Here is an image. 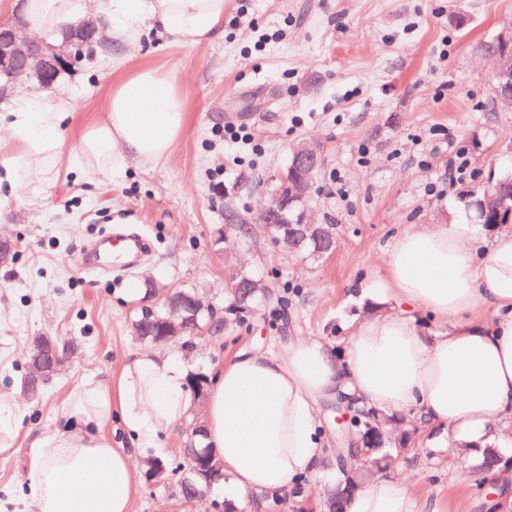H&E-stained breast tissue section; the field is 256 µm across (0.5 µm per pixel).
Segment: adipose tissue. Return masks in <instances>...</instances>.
I'll return each instance as SVG.
<instances>
[{
    "label": "adipose tissue",
    "instance_id": "obj_1",
    "mask_svg": "<svg viewBox=\"0 0 512 512\" xmlns=\"http://www.w3.org/2000/svg\"><path fill=\"white\" fill-rule=\"evenodd\" d=\"M226 0H99L115 42L144 27L195 47L224 38ZM83 17L80 0H27L29 31L58 34ZM74 115L58 95L18 101L0 116V189L41 203L57 187L55 165ZM187 125L176 76L141 67L113 84L105 109L78 128L75 172L121 175L129 163L165 158ZM368 287L387 312L354 327L345 346L297 337L285 355L241 353L225 365L204 412L203 443L219 457L217 487L232 512H261L258 493L295 490L323 457L322 399L340 394L382 414L407 412L433 448L481 458L512 447V225L479 232L462 214L399 236ZM444 322L426 333L420 319ZM186 370L174 357L130 355L116 387L87 381L74 394L79 425L36 441L28 458L26 512H131L140 482L135 450L154 447L192 413ZM120 413L129 448L104 429ZM388 472L347 498L345 512H439Z\"/></svg>",
    "mask_w": 512,
    "mask_h": 512
}]
</instances>
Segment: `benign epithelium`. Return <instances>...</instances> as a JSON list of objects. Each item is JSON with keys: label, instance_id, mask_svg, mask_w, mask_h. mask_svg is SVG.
Masks as SVG:
<instances>
[{"label": "benign epithelium", "instance_id": "benign-epithelium-1", "mask_svg": "<svg viewBox=\"0 0 512 512\" xmlns=\"http://www.w3.org/2000/svg\"><path fill=\"white\" fill-rule=\"evenodd\" d=\"M23 24L19 21L0 23V88L6 89L20 77L35 82L39 87H52L62 72L74 63V46H96L103 42L102 30L91 20H84L73 34H65L62 42L51 45L44 39L27 38L21 35ZM486 53L495 63L492 92L496 105L512 108V27L500 30L486 49ZM323 163L320 147L301 143L292 149L290 162L276 176L277 189L265 207L261 223L276 224L280 230L278 240L293 244L294 225L299 224L315 233H324L326 229L307 220V202L312 184ZM505 181L497 187V194L486 195L482 206L475 212V221L487 224L500 221L505 195L512 194V174L504 171ZM203 305L197 294L182 293L179 298L165 296L161 312L151 311L153 319L140 323L137 335H150L153 323L164 326L159 341H170L187 334L191 329L199 328L196 311ZM44 353L31 363L30 374L26 378L24 390L31 396L39 392V379L47 371L59 366L62 360L58 346L51 337H44ZM336 424L349 440H366L371 444L383 446V433L378 428L369 427L356 434L350 426L352 414L349 408L336 406ZM187 456L192 460L190 467L180 479V488L190 486L195 489V497L205 496L210 489L214 457L207 448H187Z\"/></svg>", "mask_w": 512, "mask_h": 512}]
</instances>
